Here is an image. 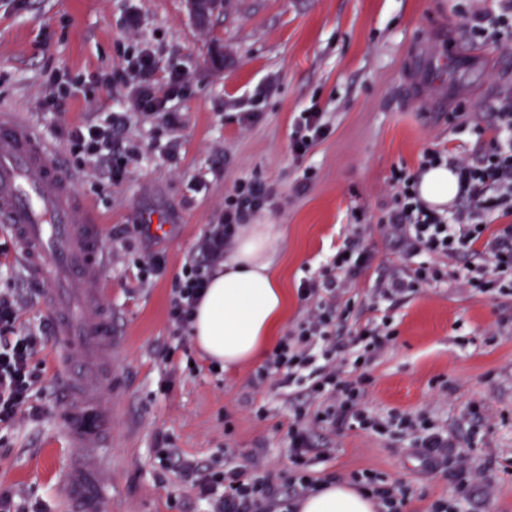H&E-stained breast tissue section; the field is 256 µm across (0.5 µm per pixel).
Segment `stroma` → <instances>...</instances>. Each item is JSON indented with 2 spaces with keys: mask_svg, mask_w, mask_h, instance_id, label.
Returning <instances> with one entry per match:
<instances>
[{
  "mask_svg": "<svg viewBox=\"0 0 512 512\" xmlns=\"http://www.w3.org/2000/svg\"><path fill=\"white\" fill-rule=\"evenodd\" d=\"M491 5L228 0L202 26L186 0H0V111L18 114L60 150L77 192L104 221L101 300L112 311L121 373L108 512H205L181 474L158 462L162 435L202 463L261 457L278 494L288 491V399L259 384L258 363L216 370L199 348L178 351L167 321L175 278L223 211L225 193L249 178L274 191L272 210L256 223L285 229L276 245L288 293L282 332L302 317L300 282L318 274L352 224H363L373 259L351 279L354 313L341 334L385 315L395 333L365 369L363 403L382 421L398 412L443 424L445 457H467L479 473L460 486L448 466L413 448L411 436L343 427L314 430L315 477L347 483L363 470L382 474L407 487L408 512H431L435 501L455 497L463 512H512V296L477 295L451 282L393 301L373 291L385 269L402 261L379 228L394 173L416 171L434 148L480 156L501 100L512 95V37L478 33L471 22ZM143 50L153 55L158 80L183 76L169 103L178 124L128 112L124 141L135 158L112 184L77 168L63 132L128 111L127 65ZM418 54L441 63L426 86L412 65ZM61 74L79 81L83 95L61 111H42L50 79ZM307 110L323 112L330 132L299 158L291 130ZM307 171L313 179L303 189ZM146 245L166 262L147 284L133 264ZM1 290L26 296L23 327L48 330L41 286L0 229ZM37 360L41 387L0 442V493L15 495L25 512H64L57 474L67 448L52 344Z\"/></svg>",
  "mask_w": 512,
  "mask_h": 512,
  "instance_id": "35a3bbf8",
  "label": "stroma"
}]
</instances>
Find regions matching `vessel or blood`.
<instances>
[{
	"instance_id": "b4317fda",
	"label": "vessel or blood",
	"mask_w": 512,
	"mask_h": 512,
	"mask_svg": "<svg viewBox=\"0 0 512 512\" xmlns=\"http://www.w3.org/2000/svg\"><path fill=\"white\" fill-rule=\"evenodd\" d=\"M0 224L8 228L26 274L41 283L53 309L63 381L62 425L72 464L61 483L68 512H105L112 496L111 441L102 403L119 382L112 313L95 287L107 258L101 222L79 196L57 150L25 121L0 113Z\"/></svg>"
}]
</instances>
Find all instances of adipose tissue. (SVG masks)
<instances>
[{
    "label": "adipose tissue",
    "mask_w": 512,
    "mask_h": 512,
    "mask_svg": "<svg viewBox=\"0 0 512 512\" xmlns=\"http://www.w3.org/2000/svg\"><path fill=\"white\" fill-rule=\"evenodd\" d=\"M276 224H243L200 302L193 323L196 345L224 366L258 359L273 344L288 311V295L276 278ZM297 512H374L361 489L331 484L297 500Z\"/></svg>",
    "instance_id": "1"
}]
</instances>
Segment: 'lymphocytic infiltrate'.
Returning <instances> with one entry per match:
<instances>
[{"label":"lymphocytic infiltrate","mask_w":512,"mask_h":512,"mask_svg":"<svg viewBox=\"0 0 512 512\" xmlns=\"http://www.w3.org/2000/svg\"><path fill=\"white\" fill-rule=\"evenodd\" d=\"M154 75L150 53H141L129 63L131 105L138 112L163 113L168 124H176L177 115L168 111L167 104L182 77L171 74L166 86L160 87ZM124 124V114L116 112L100 121L73 125L66 131V145L80 161L104 172L109 181L120 182L128 164L118 139ZM493 131L489 150L479 158L430 149L423 154L418 171L394 173L392 207L382 228L412 263L392 269L377 284L381 296L405 297L423 285L447 280L474 293H512V286L502 279L504 273L512 272V225L490 226L492 214L512 215V103L496 112ZM442 165L457 176V203L449 210L426 204L418 192L421 173ZM272 199V189L255 178L238 183L225 194L220 220L208 225L172 286L167 320L182 346L190 344L197 304L213 270L223 263L224 250L238 226L266 211ZM460 252L479 256L481 266L449 269L445 257ZM371 259L359 233H352L321 278L300 283L304 315L278 342L258 375L259 380H273L277 388L302 390L318 403L311 414L301 407L294 410L288 429L289 494L273 493L265 465L258 458H248L241 465L217 459L203 465L180 457L168 439H160L157 459L165 466L177 467L206 503L207 512H295V499L319 485L311 471L315 455L311 432L316 427L355 426L382 432L392 425L410 435L414 448L426 454L447 447L444 427L427 420L417 422L405 414L392 415L383 424L372 420L362 403L367 377L361 369L392 340V331L367 326L358 329L350 343L336 342V322L350 313L341 304L349 279ZM26 304V298L18 293L0 292V431L15 426L41 381L34 358L44 337L21 327L20 314ZM349 364L358 368L356 378L344 377L343 369ZM352 480L371 491L379 505L377 512H405L408 497L396 484L370 471L353 474Z\"/></svg>","instance_id":"f902f5d3"}]
</instances>
